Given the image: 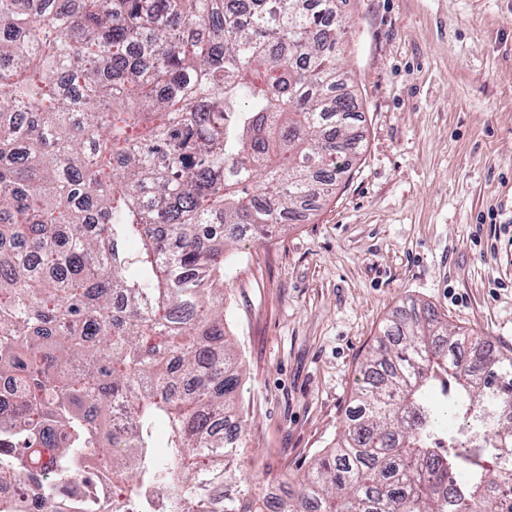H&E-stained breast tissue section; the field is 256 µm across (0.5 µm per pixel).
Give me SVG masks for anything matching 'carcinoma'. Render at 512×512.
Masks as SVG:
<instances>
[{"instance_id":"obj_1","label":"carcinoma","mask_w":512,"mask_h":512,"mask_svg":"<svg viewBox=\"0 0 512 512\" xmlns=\"http://www.w3.org/2000/svg\"><path fill=\"white\" fill-rule=\"evenodd\" d=\"M341 4L0 0V483L41 512H512V357L414 300L335 447L242 478L224 266L359 154ZM43 498L42 490L39 486L30 484L27 489L26 495L15 493L11 488H5L0 485V499L3 500H16L19 512H37Z\"/></svg>"}]
</instances>
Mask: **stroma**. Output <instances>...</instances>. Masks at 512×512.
Masks as SVG:
<instances>
[{
	"label": "stroma",
	"instance_id": "1",
	"mask_svg": "<svg viewBox=\"0 0 512 512\" xmlns=\"http://www.w3.org/2000/svg\"><path fill=\"white\" fill-rule=\"evenodd\" d=\"M340 19L362 150L224 275L242 470L268 484L330 447L405 299L512 356V0H347Z\"/></svg>",
	"mask_w": 512,
	"mask_h": 512
}]
</instances>
